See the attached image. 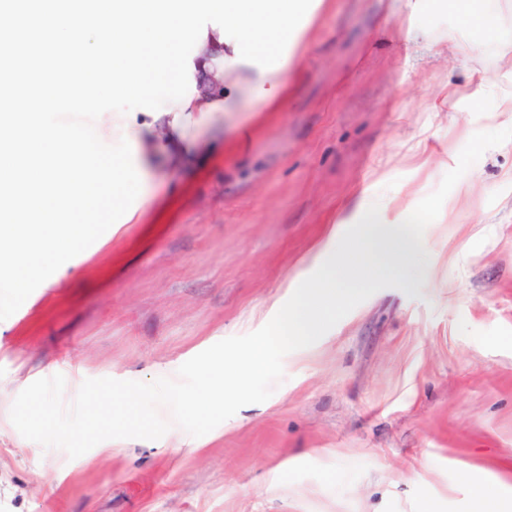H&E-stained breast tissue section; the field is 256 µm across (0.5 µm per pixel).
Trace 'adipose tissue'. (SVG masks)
<instances>
[{
    "instance_id": "adipose-tissue-1",
    "label": "adipose tissue",
    "mask_w": 512,
    "mask_h": 512,
    "mask_svg": "<svg viewBox=\"0 0 512 512\" xmlns=\"http://www.w3.org/2000/svg\"><path fill=\"white\" fill-rule=\"evenodd\" d=\"M233 57L234 47L221 42L219 29H208L192 60L196 90L190 99L158 117L140 111L124 120L110 111L97 123L98 133L113 145L123 134L134 140L135 163L145 183L165 171L193 166L210 151L207 132L225 113L236 111L244 96L274 103L285 90L282 70L263 72Z\"/></svg>"
}]
</instances>
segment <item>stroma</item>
<instances>
[{"label": "stroma", "mask_w": 512, "mask_h": 512, "mask_svg": "<svg viewBox=\"0 0 512 512\" xmlns=\"http://www.w3.org/2000/svg\"><path fill=\"white\" fill-rule=\"evenodd\" d=\"M323 0L286 108L248 99L213 157L154 185L162 212L101 235L0 321V512H471L463 472L512 490V140L488 149L382 289L284 379L189 445L106 440L71 459L9 413L40 378L175 377L264 326L345 218L393 224L478 131L512 126V0Z\"/></svg>", "instance_id": "stroma-1"}]
</instances>
